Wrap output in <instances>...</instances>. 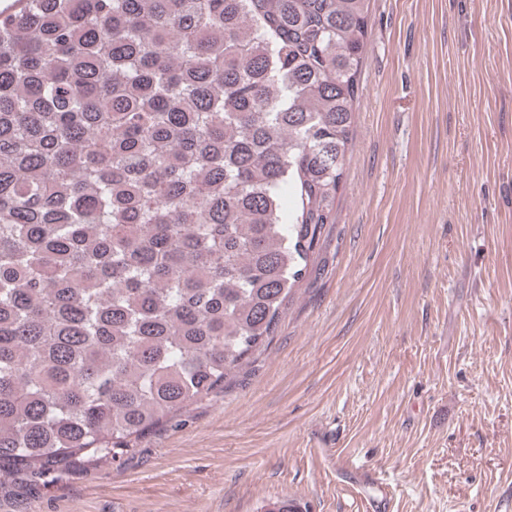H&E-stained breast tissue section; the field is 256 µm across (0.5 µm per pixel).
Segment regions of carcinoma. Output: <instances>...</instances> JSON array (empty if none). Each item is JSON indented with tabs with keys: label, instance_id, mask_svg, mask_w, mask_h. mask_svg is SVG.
I'll list each match as a JSON object with an SVG mask.
<instances>
[{
	"label": "carcinoma",
	"instance_id": "carcinoma-1",
	"mask_svg": "<svg viewBox=\"0 0 512 512\" xmlns=\"http://www.w3.org/2000/svg\"><path fill=\"white\" fill-rule=\"evenodd\" d=\"M368 2L0 14L3 481L112 466L269 344L335 221Z\"/></svg>",
	"mask_w": 512,
	"mask_h": 512
}]
</instances>
